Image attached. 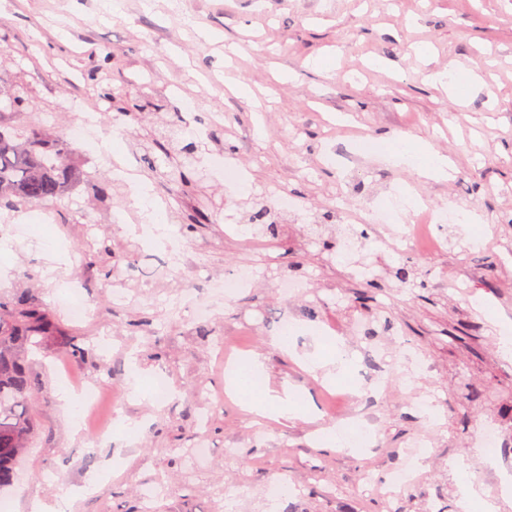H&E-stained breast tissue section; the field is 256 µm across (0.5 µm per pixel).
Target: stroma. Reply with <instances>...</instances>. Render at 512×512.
Listing matches in <instances>:
<instances>
[{"mask_svg": "<svg viewBox=\"0 0 512 512\" xmlns=\"http://www.w3.org/2000/svg\"><path fill=\"white\" fill-rule=\"evenodd\" d=\"M107 55L113 99L132 103L146 93L163 106L143 107L112 152L136 157L189 250L194 275L162 274L156 287L141 288L132 268L162 273L174 258L161 250L116 277L88 259L89 248L130 244L128 225L111 223V213L137 215L104 158L76 151L87 179L51 204L54 236L17 235L0 208V238L13 244L0 253L10 281L0 297L33 291L63 329L30 353L39 433L13 487L0 492L9 512H27L34 497L54 502L97 471L102 480L75 512H459L458 460L478 483L486 468L469 444L471 430L512 401V359L501 356L489 319L512 321V0H0V92L26 98L34 117L55 113L57 132L68 133L74 98L106 124H121L113 99L71 79ZM445 70L462 85L477 76V88L463 100L437 89L432 76ZM188 112L203 123L222 113L208 131L210 147L238 155L245 187L213 169L200 175L188 168V189L168 188V167L151 143L166 121ZM383 135L432 144L453 161L451 178L419 179L384 151L350 169L334 154ZM103 186L108 197L101 200ZM408 186L434 208L473 210L477 223L443 226L445 247L426 261L388 252L385 239L402 227L375 228L369 208ZM274 193L295 201L282 217L287 240L225 236V226L246 224L252 206ZM215 200L225 207L214 224L191 223L195 209ZM346 235L358 248L332 249ZM403 265L410 282L402 287L394 271ZM243 268L257 271L256 287L231 299L211 294L207 280ZM69 271L91 303L79 321L57 306ZM288 280L298 289L285 300L279 287ZM187 288L210 299L207 319L191 318L179 304ZM284 317L295 322L289 342L300 353L314 349L321 324L349 345L354 369L372 371L368 352L383 347L390 381L375 444L353 453L317 448L316 429L336 423L334 398L321 372L303 370L270 345ZM222 339L230 354L258 357L269 386L305 393L318 418L260 425L220 403L224 362L214 347ZM406 351L433 366L417 388L434 402L435 420L417 484L391 501L380 486L406 465L397 450L420 427L401 389ZM158 375L172 400L134 394L132 380L144 385ZM67 377L105 388L91 429L118 400L140 437L92 440L76 410L59 400ZM205 408L211 420L201 430L195 419ZM202 440L209 456L187 466ZM228 448L236 449L234 459H226ZM364 470L374 476L367 488L357 482ZM278 479L298 489L272 503L263 488ZM156 481L159 494L144 502L142 485Z\"/></svg>", "mask_w": 512, "mask_h": 512, "instance_id": "35a3bbf8", "label": "stroma"}]
</instances>
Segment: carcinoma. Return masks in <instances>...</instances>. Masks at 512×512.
<instances>
[{
  "mask_svg": "<svg viewBox=\"0 0 512 512\" xmlns=\"http://www.w3.org/2000/svg\"><path fill=\"white\" fill-rule=\"evenodd\" d=\"M109 60L105 56L93 61L86 72V86L104 98L111 96ZM25 105L15 96L0 106V207L9 210L54 201L84 180L71 142L23 120ZM161 138L168 145H180L170 155L176 166L196 169L202 163L203 151L181 121H171ZM249 223L262 226L265 234L275 233L271 203L254 209ZM54 335H63L61 325L34 294L27 291L0 300V490L15 482L18 461L37 433L32 402L38 380L29 353L42 337Z\"/></svg>",
  "mask_w": 512,
  "mask_h": 512,
  "instance_id": "cac0c4a2",
  "label": "carcinoma"
}]
</instances>
